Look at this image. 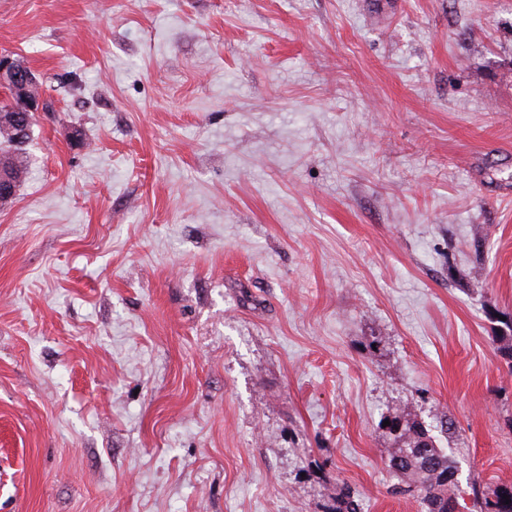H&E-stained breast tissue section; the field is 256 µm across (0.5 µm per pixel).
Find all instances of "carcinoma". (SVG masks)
<instances>
[{
    "mask_svg": "<svg viewBox=\"0 0 512 512\" xmlns=\"http://www.w3.org/2000/svg\"><path fill=\"white\" fill-rule=\"evenodd\" d=\"M21 104L8 98L0 99V171L15 184L26 174L24 144L11 135L16 109ZM393 421L402 424L403 432L398 435L401 446L393 452L388 461L389 470L396 476H407L419 484L426 512H456L459 505L455 493L456 473L454 460L444 454L431 436L416 422L402 420L395 416ZM511 503H506L504 496ZM474 512H512V485L501 484L491 491H485L476 483L472 489ZM336 512H361L358 495L345 489Z\"/></svg>",
    "mask_w": 512,
    "mask_h": 512,
    "instance_id": "1",
    "label": "carcinoma"
}]
</instances>
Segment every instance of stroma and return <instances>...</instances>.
<instances>
[{"label": "stroma", "instance_id": "stroma-1", "mask_svg": "<svg viewBox=\"0 0 512 512\" xmlns=\"http://www.w3.org/2000/svg\"><path fill=\"white\" fill-rule=\"evenodd\" d=\"M0 512H421L512 484V0H0ZM0 89L2 92L7 91L15 95H22L25 110L30 115L29 129L32 130L33 121L39 112H46L47 100L42 91L36 72L22 68L14 59L13 54L8 51H0ZM21 107L17 100L0 99V171L5 176L10 177L18 187L22 181L20 180L21 177L26 174L27 170L23 156L26 145L22 146L30 139V134L24 138L28 131L25 113L21 115V121L16 125L17 138L24 139L14 141L11 135V130L14 128L16 121L15 118L20 113L16 112V108L21 109ZM389 422H399L403 427V432L396 436L402 445L390 456L389 470L419 484L425 512H455L456 506L459 512L456 479L451 480L456 473L454 460L437 448L419 423L402 421L397 416Z\"/></svg>", "mask_w": 512, "mask_h": 512}]
</instances>
